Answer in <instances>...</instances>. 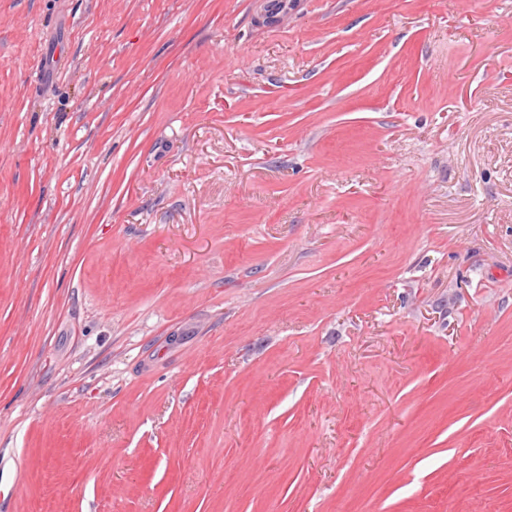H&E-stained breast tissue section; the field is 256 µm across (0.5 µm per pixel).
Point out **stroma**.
I'll use <instances>...</instances> for the list:
<instances>
[{"instance_id":"obj_1","label":"stroma","mask_w":512,"mask_h":512,"mask_svg":"<svg viewBox=\"0 0 512 512\" xmlns=\"http://www.w3.org/2000/svg\"><path fill=\"white\" fill-rule=\"evenodd\" d=\"M0 512H512V0H0Z\"/></svg>"}]
</instances>
